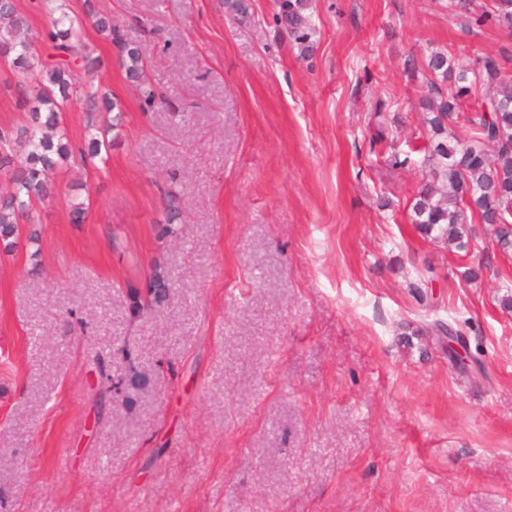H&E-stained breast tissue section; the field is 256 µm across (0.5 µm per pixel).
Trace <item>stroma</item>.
Listing matches in <instances>:
<instances>
[{
	"label": "stroma",
	"instance_id": "35a3bbf8",
	"mask_svg": "<svg viewBox=\"0 0 512 512\" xmlns=\"http://www.w3.org/2000/svg\"><path fill=\"white\" fill-rule=\"evenodd\" d=\"M251 3L93 0L148 83L88 29L124 125L56 175L38 247L0 252V512H512V252L481 231L464 258L408 219L425 57L512 71V36L438 0H310L305 48ZM119 349L117 391L93 358ZM165 207L163 212L162 224L163 233L166 236L178 237L180 233L181 210L177 204L178 193L173 188L166 192ZM161 288H166V285L164 281H161V279L158 277L150 283L149 288L145 294L141 293L137 289H134L131 292L133 307L146 313L152 311L160 297V293L162 291Z\"/></svg>",
	"mask_w": 512,
	"mask_h": 512
}]
</instances>
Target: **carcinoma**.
Segmentation results:
<instances>
[{"label":"carcinoma","instance_id":"obj_1","mask_svg":"<svg viewBox=\"0 0 512 512\" xmlns=\"http://www.w3.org/2000/svg\"><path fill=\"white\" fill-rule=\"evenodd\" d=\"M276 20L294 40L305 42L312 33L308 0H277ZM37 8L50 21L45 38L55 63H48L24 36L27 20L15 0H0V58L13 70L25 91L28 125L0 128V250L12 252L21 225L37 223L36 208L54 194L53 176L69 161L92 159L109 152L106 132L92 134L88 144L75 148L64 128V114L80 97L101 112H111L108 128L122 125L121 101L108 94L87 90L81 77L100 67L85 40L92 25L119 49L127 77L144 84L148 62L137 39L112 27L92 9L85 16L70 15L63 0H37ZM448 10L463 11L468 26L491 23L512 33V0H448ZM426 95L421 106L429 137L414 148L420 164L442 185L439 191L420 188L410 201V220L433 240L455 244L468 251L475 237L471 225L487 226L492 242L507 252L512 249V73L489 54L462 59L445 51L429 53L425 63ZM465 122L462 138L451 127ZM178 193L166 192L163 233H180ZM165 283L154 279L146 293L131 292L133 307L150 312Z\"/></svg>","mask_w":512,"mask_h":512}]
</instances>
